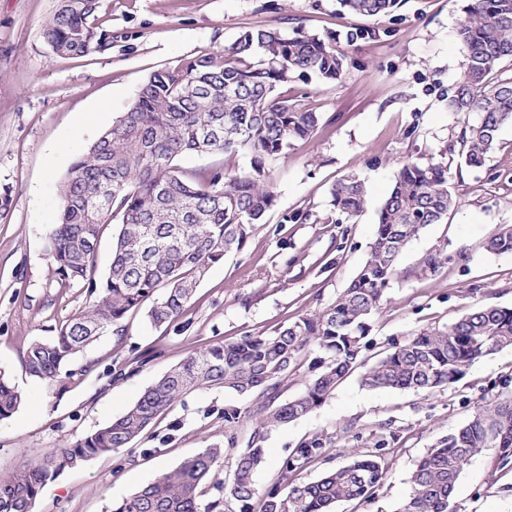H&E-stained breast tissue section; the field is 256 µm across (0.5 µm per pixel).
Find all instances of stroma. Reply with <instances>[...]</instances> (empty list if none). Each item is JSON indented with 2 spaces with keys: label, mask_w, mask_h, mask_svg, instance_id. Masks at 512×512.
<instances>
[{
  "label": "stroma",
  "mask_w": 512,
  "mask_h": 512,
  "mask_svg": "<svg viewBox=\"0 0 512 512\" xmlns=\"http://www.w3.org/2000/svg\"><path fill=\"white\" fill-rule=\"evenodd\" d=\"M465 0H404L392 15L348 13L338 0H101L111 46L85 57L55 53L43 27L57 0H0V371L23 397L0 421V475L55 448L73 445L119 418L142 392L189 354L246 334L269 335L298 316L333 304L366 259L380 205L404 160L445 159L457 205L405 247L400 274L372 321L362 356L375 361L391 343L441 329L478 307L512 308V254L489 253L490 236L512 227V124L480 168L467 167L460 136L465 115L449 101L466 63L458 35ZM291 36L333 34L347 76H311L278 95L317 112L309 139L272 160L274 207L253 225L244 247L214 265L187 314L154 326L146 309L127 314L124 335L105 332L76 357L87 372L51 391L29 377L23 352L35 339L94 301L62 286L46 254L62 209L60 189L74 160L119 119L156 71L230 48L247 28ZM365 183L366 207L337 225L330 191L347 175ZM448 256L436 275L419 274L427 253ZM512 382V349L490 354L445 389L371 390L351 375L308 414L269 430L260 490L280 482L283 460L301 443L324 450L300 479L312 482L347 464L349 450L382 449L384 484L367 502L332 512H396L411 491L417 462L465 424L477 404ZM251 394L199 388L162 413L130 449L93 457L48 482L36 512H114L124 500L211 444L224 447L218 481L230 480L240 449L256 427ZM237 409V444L228 446L224 411ZM453 501L458 512H501L512 505V469L484 449L465 464Z\"/></svg>",
  "instance_id": "stroma-1"
}]
</instances>
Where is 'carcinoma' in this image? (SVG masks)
I'll use <instances>...</instances> for the list:
<instances>
[{
  "mask_svg": "<svg viewBox=\"0 0 512 512\" xmlns=\"http://www.w3.org/2000/svg\"><path fill=\"white\" fill-rule=\"evenodd\" d=\"M401 4L340 0L347 12L364 17L392 14ZM98 8L99 0H61L44 26L45 40L70 57L108 49L112 34L91 22ZM458 34L467 62L450 106L479 116L460 139L466 166L480 168L501 126L512 122V82L493 80L500 65L512 60V0H467ZM345 73V56L336 51L332 35L299 30L286 37L272 29L247 28L228 49L151 75L128 111L75 160L61 185L63 205L48 257L62 282L94 288L98 297L61 325L56 336L28 345L26 373L62 385L61 372L78 353L105 331L123 335L126 314L159 289L165 294L149 309V320L160 327L181 319L209 269L242 249L252 225L274 206L267 160L288 155L295 142L318 127L319 113L276 96L277 87L310 74L336 81ZM240 151L250 154V170L232 173L224 158ZM189 153L209 155L213 163L190 171L174 164ZM331 197L347 221L365 208L364 185L355 177L337 182ZM454 205L447 164L403 163L380 207L368 256L332 305L301 315L272 335L246 334L188 355L116 420L0 477V512H34L47 482L96 455L130 447L192 390L219 386L269 398L311 345L324 353L320 372L287 402L257 407V427L236 459L230 482L214 483L218 496L203 499L204 485L224 459V448L210 445L138 489L113 512H249L258 495L262 512H330L339 502L370 499L386 478L374 452H356L349 464L318 480L296 482L295 476L322 453L317 439L294 449L283 461L282 482L259 493L254 474L265 459L260 437L311 412L362 363L372 318L399 274L405 246L427 226L441 223ZM114 222L120 229L112 263L99 282L93 259L103 229ZM486 250L512 253V229L493 235ZM445 261L429 253L420 272L434 275ZM507 347H512V308H478L445 329L422 330L383 353L361 375V383L370 389H444L473 363ZM21 403L20 392L0 373V420ZM485 448L498 450L499 468L512 465V395L477 405L465 424L421 458L410 478L411 492L396 512H457L456 482L464 465Z\"/></svg>",
  "mask_w": 512,
  "mask_h": 512,
  "instance_id": "obj_1",
  "label": "carcinoma"
}]
</instances>
